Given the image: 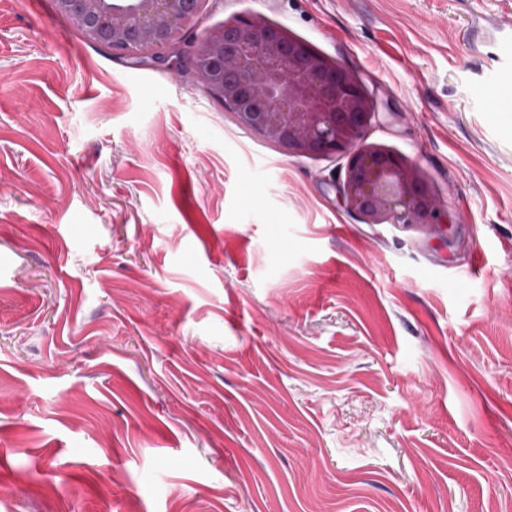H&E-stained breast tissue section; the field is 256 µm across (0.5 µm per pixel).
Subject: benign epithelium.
<instances>
[{
	"label": "benign epithelium",
	"mask_w": 512,
	"mask_h": 512,
	"mask_svg": "<svg viewBox=\"0 0 512 512\" xmlns=\"http://www.w3.org/2000/svg\"><path fill=\"white\" fill-rule=\"evenodd\" d=\"M206 0H55L89 43L160 67L178 64L232 111L234 120L297 156L347 157L341 199L364 224H450L413 164L367 143L376 112L362 84L307 43L255 16L204 33L183 60Z\"/></svg>",
	"instance_id": "1"
}]
</instances>
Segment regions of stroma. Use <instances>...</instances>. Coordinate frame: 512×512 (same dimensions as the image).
I'll return each mask as SVG.
<instances>
[{"label": "stroma", "mask_w": 512, "mask_h": 512, "mask_svg": "<svg viewBox=\"0 0 512 512\" xmlns=\"http://www.w3.org/2000/svg\"><path fill=\"white\" fill-rule=\"evenodd\" d=\"M253 15L362 83L451 235L0 0V512H512V0H207L179 54Z\"/></svg>", "instance_id": "35a3bbf8"}]
</instances>
